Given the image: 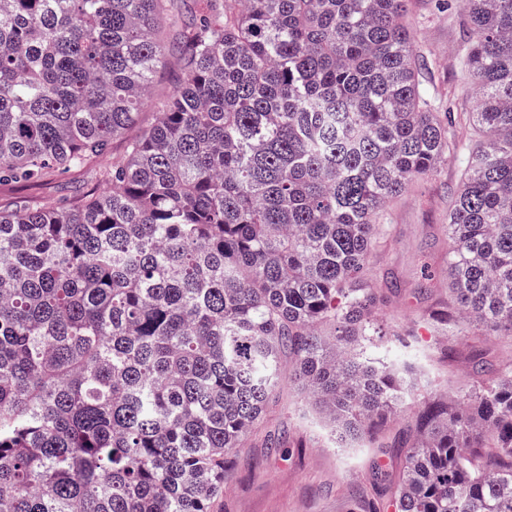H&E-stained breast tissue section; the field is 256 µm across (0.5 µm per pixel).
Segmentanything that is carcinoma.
<instances>
[{"label": "carcinoma", "instance_id": "obj_1", "mask_svg": "<svg viewBox=\"0 0 512 512\" xmlns=\"http://www.w3.org/2000/svg\"><path fill=\"white\" fill-rule=\"evenodd\" d=\"M0 0V184L89 168L106 191L0 209V512H210L280 387L378 443L407 364L363 351L389 201L459 150L405 0ZM470 113L433 326L512 337V0H461ZM167 28L182 45L162 41ZM432 396L374 512H512V365ZM179 72V62L175 57H169L166 68L159 70L152 78L149 97L141 109L140 122L137 128L132 129L128 135L134 136L141 128L150 126L156 117L155 106L157 102L167 98L173 91L174 81Z\"/></svg>", "mask_w": 512, "mask_h": 512}]
</instances>
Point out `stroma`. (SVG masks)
Returning a JSON list of instances; mask_svg holds the SVG:
<instances>
[{
	"label": "stroma",
	"mask_w": 512,
	"mask_h": 512,
	"mask_svg": "<svg viewBox=\"0 0 512 512\" xmlns=\"http://www.w3.org/2000/svg\"><path fill=\"white\" fill-rule=\"evenodd\" d=\"M405 21L433 111L453 114L450 137L460 148L472 147L476 135L467 114L474 110L476 97L464 63L471 39L460 0H407ZM462 169L457 158H446L434 176L413 182L394 198L383 216L389 234L378 239L369 257L375 284L392 292L365 351L372 358L397 356L411 363L414 389L404 408L408 414L430 394L471 389L475 360L512 363L511 340L473 334L450 338L425 321L433 301L448 297L439 288L429 298L420 288L426 275L440 274L448 262L452 242L443 226ZM96 184L94 171L88 170L41 185H0V206L25 201L51 208ZM405 325L413 326L415 334L402 345L396 333ZM450 344L456 348L452 359L446 356ZM403 425V419H396L386 431L388 452L363 441L337 447L301 395L282 381L276 403L225 467L211 512H354L355 504L372 506L385 499L389 481L399 474L401 461L393 446Z\"/></svg>",
	"instance_id": "obj_1"
}]
</instances>
